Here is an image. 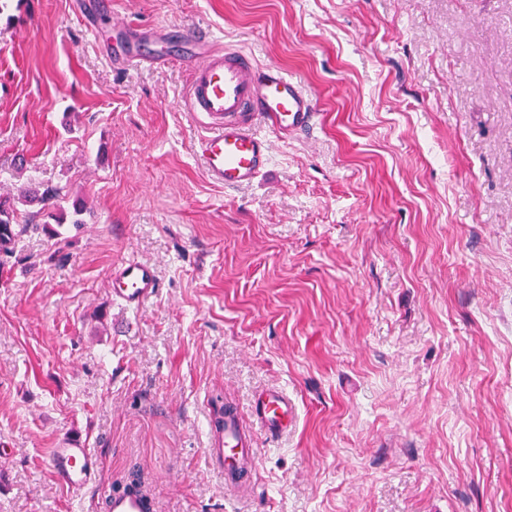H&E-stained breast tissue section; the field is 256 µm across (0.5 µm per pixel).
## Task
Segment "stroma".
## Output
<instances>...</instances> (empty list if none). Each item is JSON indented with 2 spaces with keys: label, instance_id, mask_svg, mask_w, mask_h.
Returning <instances> with one entry per match:
<instances>
[{
  "label": "stroma",
  "instance_id": "35a3bbf8",
  "mask_svg": "<svg viewBox=\"0 0 512 512\" xmlns=\"http://www.w3.org/2000/svg\"><path fill=\"white\" fill-rule=\"evenodd\" d=\"M79 0H0V512H512V0H111L300 78L323 123L252 185L195 154L179 66L112 64ZM82 198V223L20 203ZM152 264L136 312L112 263ZM286 389L234 498L204 448ZM77 436L96 488L59 484ZM60 192L59 189H46L40 194L37 189L30 188L28 194L25 192L22 198H24L23 202L25 203L36 202L42 205L43 210L50 208L56 209L60 208L61 202L66 199V197H64L65 195L62 196ZM253 416L271 438L279 437L293 425L297 412L294 402L282 389H271L258 395ZM105 505L107 512H155L153 502L133 487L109 494Z\"/></svg>",
  "mask_w": 512,
  "mask_h": 512
}]
</instances>
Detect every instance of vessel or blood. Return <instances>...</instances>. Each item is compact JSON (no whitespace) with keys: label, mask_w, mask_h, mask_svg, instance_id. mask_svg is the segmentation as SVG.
<instances>
[{"label":"vessel or blood","mask_w":512,"mask_h":512,"mask_svg":"<svg viewBox=\"0 0 512 512\" xmlns=\"http://www.w3.org/2000/svg\"><path fill=\"white\" fill-rule=\"evenodd\" d=\"M117 39L125 65L162 68L176 60L189 71L185 105L208 126L195 151L208 176L225 188L253 183L270 167L272 147L257 133L258 123L288 137L311 135L321 122L313 93L298 77L261 66L241 50L217 48L208 36L157 24L121 27ZM109 278L113 303L127 310L140 309L158 288L154 266L134 259L114 263ZM253 416L274 438L292 426L297 412L284 390L271 389L258 395ZM257 453L237 407L226 406L223 424L208 433L207 454L229 491L248 494ZM48 463L56 479L74 489L96 480L98 459L80 439L51 449ZM105 505L106 512H155L153 502L133 488L108 495Z\"/></svg>","instance_id":"1"}]
</instances>
